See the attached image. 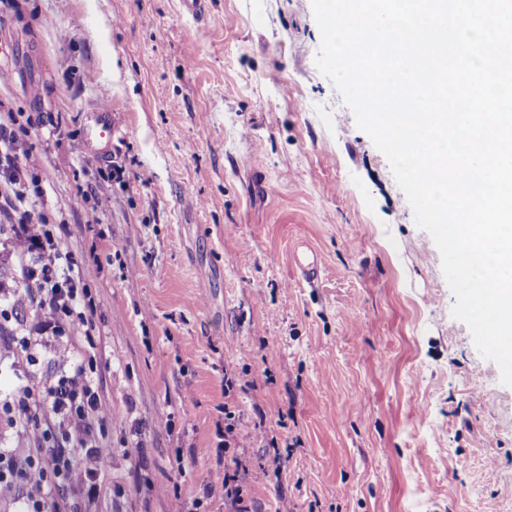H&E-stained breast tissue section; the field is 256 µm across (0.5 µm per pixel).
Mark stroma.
<instances>
[{
  "instance_id": "obj_1",
  "label": "stroma",
  "mask_w": 512,
  "mask_h": 512,
  "mask_svg": "<svg viewBox=\"0 0 512 512\" xmlns=\"http://www.w3.org/2000/svg\"><path fill=\"white\" fill-rule=\"evenodd\" d=\"M320 45L311 0H211L199 20L180 0H0V113L43 119L38 209L65 219L94 303L91 337L22 361L12 336L45 316L0 234V448L22 462L42 440L4 410L14 390L94 347L112 452L95 501L63 491L69 512H512V387L453 317L440 253ZM97 104L112 159L80 164ZM223 406L247 436L219 459ZM236 459L264 478L234 505Z\"/></svg>"
}]
</instances>
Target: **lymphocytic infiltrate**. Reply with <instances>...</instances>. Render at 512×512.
<instances>
[{
  "label": "lymphocytic infiltrate",
  "mask_w": 512,
  "mask_h": 512,
  "mask_svg": "<svg viewBox=\"0 0 512 512\" xmlns=\"http://www.w3.org/2000/svg\"><path fill=\"white\" fill-rule=\"evenodd\" d=\"M39 126L33 117L20 127L8 118L0 121V213L13 219V231L26 244L19 267L27 294L37 301L55 334L63 337L92 328L93 305L77 260L63 250L47 216L34 211L43 190L26 163L25 135ZM16 396L14 423L19 428L29 427L32 407L48 415L44 444L23 471L30 491L18 512H65L59 498L63 486L95 500L99 469L110 452L104 435L111 411L101 398L92 356L85 353L71 360L39 389L19 387Z\"/></svg>",
  "instance_id": "lymphocytic-infiltrate-1"
}]
</instances>
